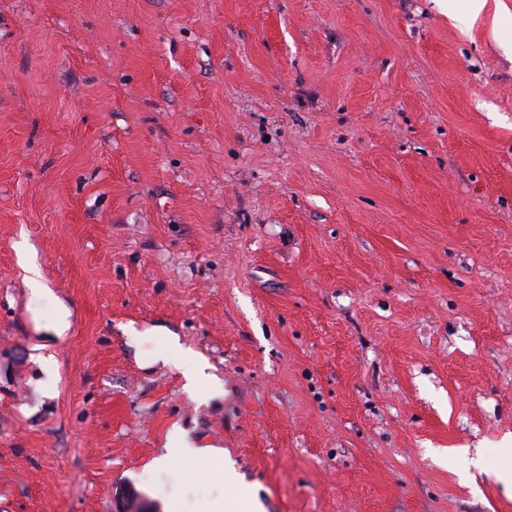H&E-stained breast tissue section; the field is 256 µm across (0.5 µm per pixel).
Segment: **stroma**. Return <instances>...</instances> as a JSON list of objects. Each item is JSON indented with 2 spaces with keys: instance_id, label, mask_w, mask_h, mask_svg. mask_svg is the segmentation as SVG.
Wrapping results in <instances>:
<instances>
[{
  "instance_id": "35a3bbf8",
  "label": "stroma",
  "mask_w": 512,
  "mask_h": 512,
  "mask_svg": "<svg viewBox=\"0 0 512 512\" xmlns=\"http://www.w3.org/2000/svg\"><path fill=\"white\" fill-rule=\"evenodd\" d=\"M490 2L0 0V512H512ZM219 453L212 447H198L191 443L185 434L178 429H174L169 437L166 445V454L155 460V464L159 468L168 466L170 463L179 458L191 456H217Z\"/></svg>"
}]
</instances>
